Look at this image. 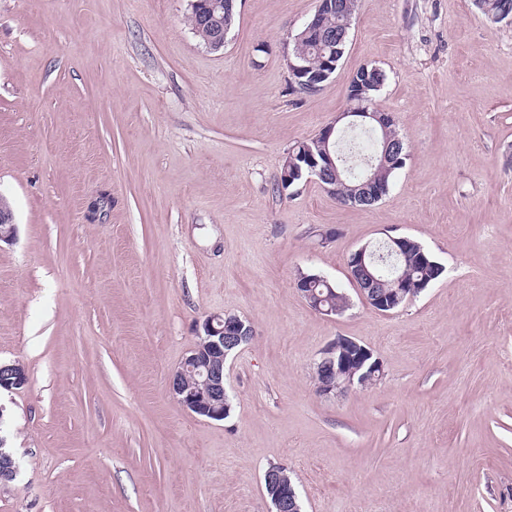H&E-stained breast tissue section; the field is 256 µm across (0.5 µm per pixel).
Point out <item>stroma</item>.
Segmentation results:
<instances>
[{
  "instance_id": "obj_1",
  "label": "stroma",
  "mask_w": 512,
  "mask_h": 512,
  "mask_svg": "<svg viewBox=\"0 0 512 512\" xmlns=\"http://www.w3.org/2000/svg\"><path fill=\"white\" fill-rule=\"evenodd\" d=\"M316 6L238 0L215 52L187 0H0V359L29 378L0 393L19 465L0 512H271L273 464L302 512H512V23L473 0H361L308 95L283 50ZM364 66L406 144L388 194L278 190ZM391 236L444 271L385 314L347 260ZM301 272L350 308L312 310ZM215 314L254 329L221 421L167 389ZM339 336L384 375L322 396ZM187 19L195 35L200 39V41L203 44L207 42L206 45L209 49L217 51L221 48H224V41L228 33V27L226 24L223 28L221 27L215 29L212 34L211 29L207 28L206 26L198 24L195 20L191 18ZM210 37L211 39L207 41V39H209Z\"/></svg>"
}]
</instances>
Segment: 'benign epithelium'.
Here are the masks:
<instances>
[{
	"mask_svg": "<svg viewBox=\"0 0 512 512\" xmlns=\"http://www.w3.org/2000/svg\"><path fill=\"white\" fill-rule=\"evenodd\" d=\"M237 0H189L193 14L205 25L210 24L215 10L236 4ZM331 9V0H319L314 14L304 24L305 31H314L329 43H336L338 48L321 57L320 68L310 72V68L301 63L302 56L292 44L298 37H289L284 47V61L293 87L301 92L313 94L321 90L335 73L341 45L345 44L352 26L355 13L345 14L342 28L336 32L326 25L327 12ZM378 68H361L354 73L348 84L349 104L336 119L325 125L316 135L323 145L320 157L313 155L296 159H287L284 172L280 175L281 184L291 187L300 182L315 181L328 193L336 195L340 183L339 167L342 157L329 146L336 144L339 136L338 124L343 122L346 128H366L378 134L387 131V126L394 123L389 112H381L371 107L367 95L369 87L375 84ZM381 165H403L400 153L394 151L389 141H384L383 149L375 154ZM14 216L8 203L0 197V242L10 241L15 235ZM389 253L398 263H407L413 241L407 236L390 237L386 241ZM370 255V246L364 245L351 253L348 259L350 278L356 284L360 295L376 311L388 313L417 297L410 288L404 273L400 272L393 279L390 288H371L367 283L377 282L374 273L368 268L366 259ZM327 285V295L316 291L315 284ZM302 297L315 311L332 315L336 307L327 303V296L335 292L330 281L316 275L304 282L296 283ZM253 335L251 326L236 315H213L208 317L199 331L200 345L193 348L180 365L168 377V389L172 396L188 412L212 420H222L229 414L230 404L224 385V363L227 357L248 342ZM319 375L316 379L317 391L324 396L341 394L354 386L367 387L375 383L376 374L382 371V363L373 352L357 341L339 336L321 353L316 363ZM28 383L25 367L16 362L0 361V391H12ZM18 469L13 458L12 448L7 446L5 436L0 434V483L16 479ZM264 483L274 512H301L298 493L282 465L270 467L264 475Z\"/></svg>",
	"mask_w": 512,
	"mask_h": 512,
	"instance_id": "7a95c632",
	"label": "benign epithelium"
}]
</instances>
